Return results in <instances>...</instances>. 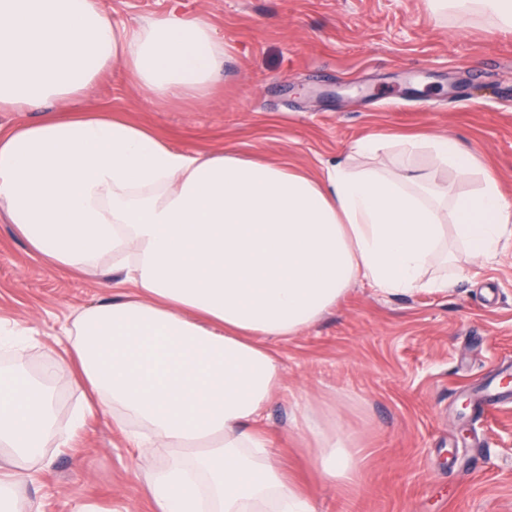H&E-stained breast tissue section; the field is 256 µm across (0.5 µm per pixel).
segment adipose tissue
I'll return each instance as SVG.
<instances>
[{
  "label": "adipose tissue",
  "mask_w": 512,
  "mask_h": 512,
  "mask_svg": "<svg viewBox=\"0 0 512 512\" xmlns=\"http://www.w3.org/2000/svg\"><path fill=\"white\" fill-rule=\"evenodd\" d=\"M429 3L441 18L512 28V0ZM224 56L205 16L130 29L100 0H0V109L77 100L116 64L148 101H202ZM397 147L394 167L340 160L315 178L228 148L176 149L100 110L0 128V215L56 268L108 257L124 286L61 327L42 376L0 374V454L41 457L55 433L48 381L67 374L97 397L86 414L122 416L140 429L136 447L176 456L146 478L154 512H315L260 426L284 377L266 338L298 336L358 280L390 295L447 291V277L427 275L446 234L482 261L512 239V201L476 154L439 135ZM420 149L479 187L433 197L414 169ZM311 435L320 474L351 482L356 452Z\"/></svg>",
  "instance_id": "adipose-tissue-1"
}]
</instances>
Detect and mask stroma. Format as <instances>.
<instances>
[{"mask_svg":"<svg viewBox=\"0 0 512 512\" xmlns=\"http://www.w3.org/2000/svg\"><path fill=\"white\" fill-rule=\"evenodd\" d=\"M133 25L171 11L204 14L227 55L205 102L147 101L120 66L90 86L88 109L152 129L176 148L231 147L320 173L373 135L444 134L477 154L512 199V31L475 21L458 29L427 0H101ZM447 292L387 295L354 284L298 336L273 342L282 386L263 428L315 512H512V398L490 416L472 404L512 365V240L479 262L460 243ZM110 260L95 272L59 270L0 218V323L31 327L24 347L0 350V369L40 373L60 349L71 313L106 299ZM56 423L23 495L39 512H152L147 473L169 462L142 456L111 418L51 383ZM334 423L361 452L353 483L313 465L307 419Z\"/></svg>","mask_w":512,"mask_h":512,"instance_id":"stroma-1","label":"stroma"}]
</instances>
